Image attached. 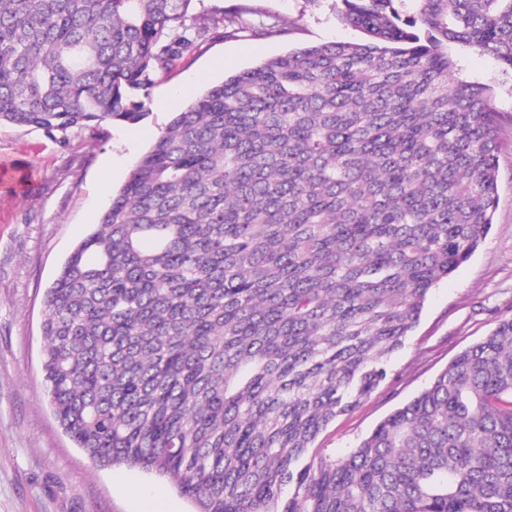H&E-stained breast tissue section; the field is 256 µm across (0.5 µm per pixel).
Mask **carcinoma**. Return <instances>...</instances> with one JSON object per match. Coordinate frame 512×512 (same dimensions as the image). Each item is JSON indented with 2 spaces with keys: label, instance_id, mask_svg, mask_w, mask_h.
Here are the masks:
<instances>
[{
  "label": "carcinoma",
  "instance_id": "cac0c4a2",
  "mask_svg": "<svg viewBox=\"0 0 512 512\" xmlns=\"http://www.w3.org/2000/svg\"><path fill=\"white\" fill-rule=\"evenodd\" d=\"M341 2L366 42L210 86L138 158L46 292L49 405L198 512H512V316L343 457L316 446L491 228L497 112L448 46L512 72V0ZM191 3L0 0V124L139 121L209 35Z\"/></svg>",
  "mask_w": 512,
  "mask_h": 512
}]
</instances>
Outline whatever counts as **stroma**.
I'll use <instances>...</instances> for the list:
<instances>
[{
	"mask_svg": "<svg viewBox=\"0 0 512 512\" xmlns=\"http://www.w3.org/2000/svg\"><path fill=\"white\" fill-rule=\"evenodd\" d=\"M336 10L335 0H194L198 18L237 12L250 26L213 36L173 71L154 74L140 122L53 137L0 125V512H197L169 479L96 466L64 433L42 385L44 295L135 160L203 90L292 48L361 41ZM273 17V32L253 30ZM448 52L462 78L493 90L499 202L492 228L470 259L431 289L416 328L389 360L387 379L319 437V448L336 459L498 317L512 315V73L473 49Z\"/></svg>",
	"mask_w": 512,
	"mask_h": 512,
	"instance_id": "obj_1",
	"label": "stroma"
}]
</instances>
